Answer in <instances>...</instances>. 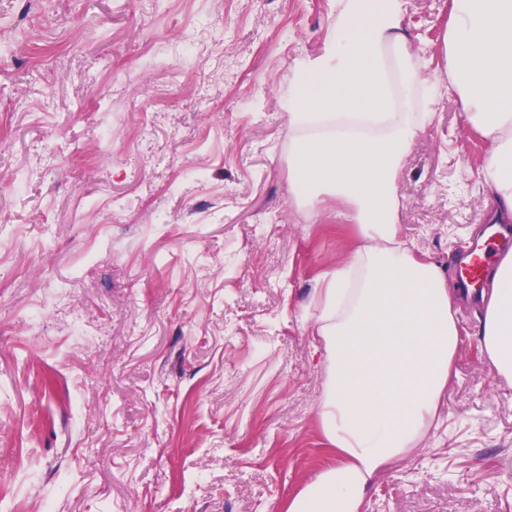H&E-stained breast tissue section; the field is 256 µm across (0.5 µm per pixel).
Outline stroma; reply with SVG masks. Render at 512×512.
Listing matches in <instances>:
<instances>
[{
	"label": "stroma",
	"mask_w": 512,
	"mask_h": 512,
	"mask_svg": "<svg viewBox=\"0 0 512 512\" xmlns=\"http://www.w3.org/2000/svg\"><path fill=\"white\" fill-rule=\"evenodd\" d=\"M330 0H0V512H285L332 463L312 299L359 241L290 192ZM449 0H408L445 81ZM149 56H141L144 35ZM489 143L445 87L397 181L458 287ZM436 424L360 512H512V384L456 313Z\"/></svg>",
	"instance_id": "35a3bbf8"
}]
</instances>
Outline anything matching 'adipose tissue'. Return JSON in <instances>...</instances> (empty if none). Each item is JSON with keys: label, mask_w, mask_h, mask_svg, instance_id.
Instances as JSON below:
<instances>
[{"label": "adipose tissue", "mask_w": 512, "mask_h": 512, "mask_svg": "<svg viewBox=\"0 0 512 512\" xmlns=\"http://www.w3.org/2000/svg\"><path fill=\"white\" fill-rule=\"evenodd\" d=\"M407 4L336 0L321 50L292 65L291 194L314 214L342 205L360 244L315 290L327 373L318 421L336 462L286 512H359L371 481L410 454L448 390L462 303L478 300V350L512 382V253L475 298L399 235L401 162L437 96L404 26ZM443 42L463 123L490 144L480 180L492 218H512V0H450Z\"/></svg>", "instance_id": "1"}]
</instances>
